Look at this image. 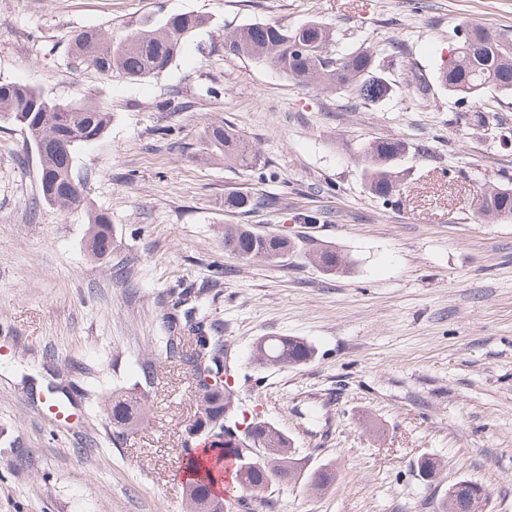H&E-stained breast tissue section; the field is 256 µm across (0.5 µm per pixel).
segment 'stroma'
<instances>
[{
    "label": "stroma",
    "instance_id": "35a3bbf8",
    "mask_svg": "<svg viewBox=\"0 0 512 512\" xmlns=\"http://www.w3.org/2000/svg\"><path fill=\"white\" fill-rule=\"evenodd\" d=\"M174 13L211 23L160 74L108 79L76 67L74 34ZM312 20L337 46L373 48L392 96L359 105L224 52L225 30ZM464 21L512 33V0H0V81L112 114L76 152L84 210L42 200L24 130L0 122V512H185L186 367L161 362L143 389L141 427L122 436L96 396L135 389L170 292L186 288L216 294L210 315L224 324L242 405L288 434L303 472L336 470L318 496L270 488V512H441L460 480L488 488L483 512H512V221L473 206L478 185L512 186V95H497L488 126L459 123L474 103L437 76ZM416 76L429 95L415 92ZM220 122L259 151L263 171L195 158ZM377 138L411 145L389 204L367 192L358 162ZM234 191L280 202L225 212ZM91 209L112 219V253L100 260L84 245ZM306 213L319 221L304 223ZM241 223L331 243L352 269L237 261L221 231ZM281 335L311 343L313 358L249 364L258 339ZM50 384L69 395L75 420L48 422ZM20 452L27 462L13 467ZM424 457L440 464L434 480L417 473Z\"/></svg>",
    "mask_w": 512,
    "mask_h": 512
}]
</instances>
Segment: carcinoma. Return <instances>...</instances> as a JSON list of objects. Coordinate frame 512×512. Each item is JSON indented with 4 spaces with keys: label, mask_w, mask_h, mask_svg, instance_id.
Listing matches in <instances>:
<instances>
[{
    "label": "carcinoma",
    "mask_w": 512,
    "mask_h": 512,
    "mask_svg": "<svg viewBox=\"0 0 512 512\" xmlns=\"http://www.w3.org/2000/svg\"><path fill=\"white\" fill-rule=\"evenodd\" d=\"M208 18L174 14L162 21L146 19L121 35L86 30L71 39L78 64L104 77L130 80L161 73L176 56L183 40ZM457 44L439 68L438 82L448 94L478 98L493 90L512 94V34L482 27L458 25ZM306 45L297 52L295 43ZM330 27L309 21L288 29L275 22L252 23L224 32V53L267 65L295 82L326 92L349 90L364 104H375L392 93V84L378 69L368 47L339 51ZM15 122L27 133L40 163L43 199L61 209L85 205L75 173L74 150L100 139L111 113L94 101L59 104L22 84L0 83V121ZM400 138L378 139L365 147L358 159L369 192L388 202L398 192V164L409 151ZM205 160H222L228 168H254L260 161L256 149L234 127L221 123L206 128L198 149ZM477 212L488 217L512 214V187L484 183L476 193ZM257 206L249 192L224 196V210L248 214ZM87 248L96 258L112 253V220L105 212L89 213ZM224 253L248 264L283 263L300 258L329 274L347 273L351 261L333 245L309 239L295 240L283 233L260 231L249 224L224 225ZM204 292L191 291L171 304L157 337L156 360L141 365L144 383L156 373V362L178 359L198 378L194 392L196 410L187 425L181 463L187 474L184 492L189 512H224V499L212 488L224 483V460H234L233 491L242 493L238 505L248 512L264 506V494L274 485L304 480L307 490L319 492L334 481L333 470L323 466L301 476L293 457L290 437L277 427L245 415L236 406L237 394L229 383L211 387L207 379L224 373L230 379L224 325L211 319ZM193 306H188V303ZM313 347L297 336H267L255 343L249 361L257 368L296 366L311 360ZM140 398L129 391L112 393V424L121 433L137 429ZM204 445L194 454L189 445Z\"/></svg>",
    "instance_id": "1"
}]
</instances>
